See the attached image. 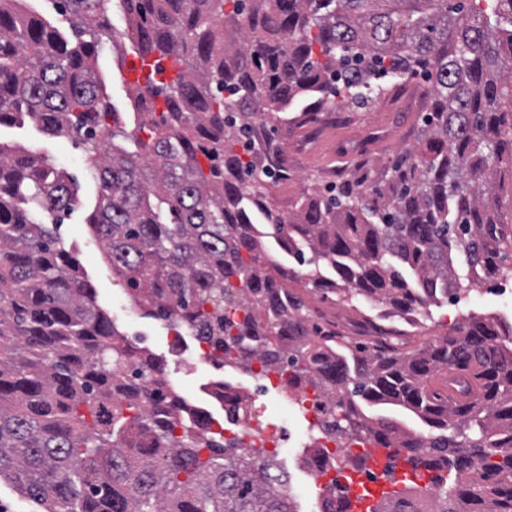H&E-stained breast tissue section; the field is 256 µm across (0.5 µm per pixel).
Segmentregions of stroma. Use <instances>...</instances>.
<instances>
[{"mask_svg": "<svg viewBox=\"0 0 512 512\" xmlns=\"http://www.w3.org/2000/svg\"><path fill=\"white\" fill-rule=\"evenodd\" d=\"M138 59V53L127 43L120 49L103 47L96 60L105 81L106 94L122 119L134 109L123 71ZM421 117L418 111H392L386 98L359 111H345L340 118L332 112L318 113L315 127L320 134L317 138H310L305 130L291 132L284 138L288 163L298 178L286 185L272 187L270 197L274 208L287 212L289 200L299 194L304 179L314 178L322 184L335 181L341 160L368 162L376 167L389 162L415 139ZM0 143L45 157L69 176L77 191L78 203L62 224L60 234L65 248L94 283L99 305L111 314L121 333L162 360L168 380L180 395L192 404L207 408L216 418H223V407L209 393L211 382L226 380L245 386L251 381L250 374L231 367L189 368L188 363L196 351V342L192 337H184L183 341L177 343L158 320L117 314L118 305L129 301L130 296L122 280L113 273L104 252L92 247L94 236L87 223L91 202L96 196V184L91 178V154L72 139L47 134L29 118L0 127ZM471 314L499 316L511 322L512 299L498 296L492 291L473 292L459 305L433 309L431 317L421 319L414 326L413 338L421 344L431 337L446 335ZM282 422L293 438L281 448V458L288 468L292 483L306 484L309 477L298 468L296 458L302 453V443L310 436L309 423L294 406L290 407L288 418Z\"/></svg>", "mask_w": 512, "mask_h": 512, "instance_id": "stroma-1", "label": "stroma"}]
</instances>
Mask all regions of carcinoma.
Listing matches in <instances>:
<instances>
[{
	"label": "carcinoma",
	"mask_w": 512,
	"mask_h": 512,
	"mask_svg": "<svg viewBox=\"0 0 512 512\" xmlns=\"http://www.w3.org/2000/svg\"><path fill=\"white\" fill-rule=\"evenodd\" d=\"M118 2L136 52L176 68L130 89L147 139L116 123L95 66L117 46L105 0H57L69 34L0 0V126L25 114L93 154L88 223L129 296L220 366L299 372L339 409L321 435L406 450L453 488L441 512H512V329L471 315L415 349L389 322L430 317L476 268L512 277V0ZM421 70L431 108L382 179L309 184L286 217L268 206L296 178L281 131ZM76 202L48 160L0 145V481L43 512H298L282 460L222 439L98 306L59 234ZM336 293L371 336L310 308ZM384 403L434 440L364 412Z\"/></svg>",
	"instance_id": "1"
}]
</instances>
